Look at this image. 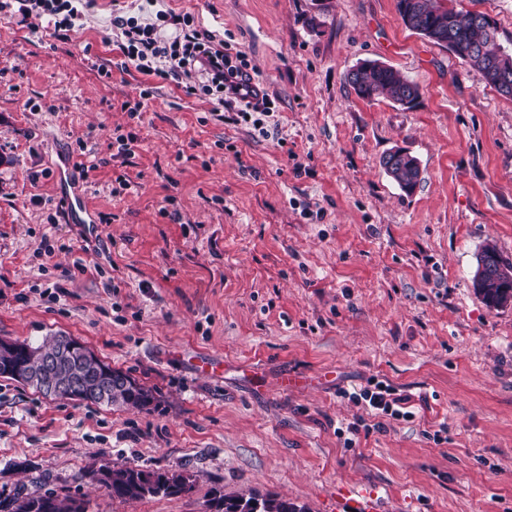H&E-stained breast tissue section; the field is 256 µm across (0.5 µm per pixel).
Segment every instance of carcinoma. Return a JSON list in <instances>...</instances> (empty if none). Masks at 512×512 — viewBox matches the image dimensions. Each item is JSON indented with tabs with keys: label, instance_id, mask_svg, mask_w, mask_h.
Segmentation results:
<instances>
[{
	"label": "carcinoma",
	"instance_id": "carcinoma-1",
	"mask_svg": "<svg viewBox=\"0 0 512 512\" xmlns=\"http://www.w3.org/2000/svg\"><path fill=\"white\" fill-rule=\"evenodd\" d=\"M398 11L404 25L429 40L452 51L459 59L477 69L485 83L498 92L512 96V57L501 59L498 28L490 29L477 21L474 13L445 7L439 0H398ZM348 82L358 97L372 100L385 95L399 101L410 95L419 97L415 83L402 77L390 66L372 67L348 75ZM387 173L399 187L410 193L414 190L419 170L416 160L409 155L397 161ZM475 292L489 307H499L512 300V262L501 259L480 280L473 281ZM65 345L61 336L30 347V356L23 360L29 369H45L66 387L73 380L81 382L84 400L101 403L102 389L110 390L107 404L125 405L145 409L152 401V393L127 373L112 368L97 357L82 358L79 353H69L60 361L55 357ZM91 477L104 486L109 495L122 502L134 503L147 497L176 496L188 493L193 485L183 483V472L146 471L134 466L105 468L92 472ZM209 512H306L290 500L278 496L259 497L253 493L225 495L215 491L208 501ZM0 512H87L86 502L77 497L61 498L53 492L30 494L20 487L14 494L0 496Z\"/></svg>",
	"mask_w": 512,
	"mask_h": 512
}]
</instances>
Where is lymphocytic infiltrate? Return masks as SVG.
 I'll return each instance as SVG.
<instances>
[{
    "label": "lymphocytic infiltrate",
    "mask_w": 512,
    "mask_h": 512,
    "mask_svg": "<svg viewBox=\"0 0 512 512\" xmlns=\"http://www.w3.org/2000/svg\"><path fill=\"white\" fill-rule=\"evenodd\" d=\"M83 0H0V16L22 19H44L54 37L69 41L83 16ZM110 25L116 33L115 43L125 64L134 66L147 76L178 81L181 75L197 73V84L186 86L189 95H206L215 109L237 105L240 118H252L256 128H263L266 118L272 117L271 101L248 71L245 54L226 41L216 39L211 32L198 29L189 14L157 10L153 22L144 23L138 17L117 12ZM344 398L369 410L374 424L359 419L349 423L351 435L381 430V418L411 419L415 413L408 406V396L397 388L369 381L366 386L344 391Z\"/></svg>",
    "instance_id": "lymphocytic-infiltrate-1"
}]
</instances>
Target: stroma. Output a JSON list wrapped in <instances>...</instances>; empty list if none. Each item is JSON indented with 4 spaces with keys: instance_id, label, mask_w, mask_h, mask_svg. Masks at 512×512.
<instances>
[{
    "instance_id": "stroma-1",
    "label": "stroma",
    "mask_w": 512,
    "mask_h": 512,
    "mask_svg": "<svg viewBox=\"0 0 512 512\" xmlns=\"http://www.w3.org/2000/svg\"><path fill=\"white\" fill-rule=\"evenodd\" d=\"M163 6L245 53L277 126L122 68L104 42L112 0L65 43L0 18V338L73 337L154 396L47 399L0 376V492L51 489L87 512H207L215 490L308 512L348 496L512 512V302L472 287L485 244L512 261V97L406 28L397 0ZM454 6L512 45V0ZM367 60L414 82L416 106L359 98L347 74ZM397 148L419 162L409 194L381 165ZM78 150L96 227L63 216L56 164ZM371 379L419 412L346 445L339 428L368 412L343 393ZM117 465L194 488L120 502L87 475Z\"/></svg>"
}]
</instances>
